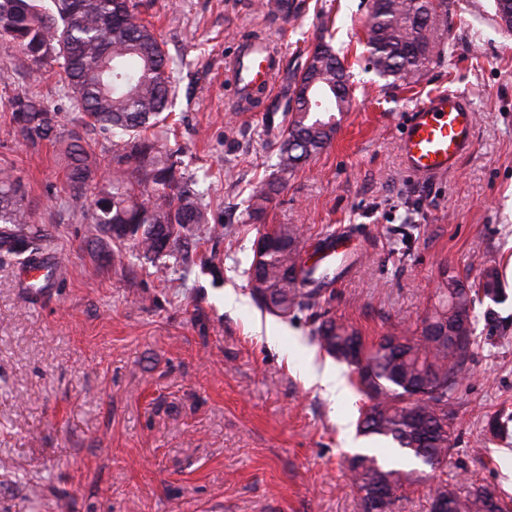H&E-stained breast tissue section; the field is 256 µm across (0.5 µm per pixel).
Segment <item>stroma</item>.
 I'll return each mask as SVG.
<instances>
[{"instance_id":"1","label":"stroma","mask_w":512,"mask_h":512,"mask_svg":"<svg viewBox=\"0 0 512 512\" xmlns=\"http://www.w3.org/2000/svg\"><path fill=\"white\" fill-rule=\"evenodd\" d=\"M369 3L306 0L298 19L272 23L259 0H140L174 68L167 143L216 218L187 263L178 251L150 262L129 242L92 251L96 225L67 206L62 143L26 145L8 112L32 88L66 120L68 103L53 73L32 80L25 56L0 44V168L23 180L64 269L34 293L18 262L0 260V512H360L347 467L367 399L340 362L341 397L306 385L308 357L329 360L310 311L281 319L253 301L252 196L279 182L261 222L301 227L306 253L343 232L352 263L322 307L368 344L420 322L442 271L473 281L512 261V31L495 0H448L445 54L415 79L368 68ZM256 36L284 69L325 39L350 74L333 140L285 176L265 135L283 123L268 109L287 91L282 76L247 112L227 91L237 47ZM448 89L476 112L475 145L421 181L402 167V127L420 99ZM452 408L445 479L512 497V432L485 431L488 415L512 412V340L478 336Z\"/></svg>"}]
</instances>
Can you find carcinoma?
<instances>
[{"instance_id":"obj_1","label":"carcinoma","mask_w":512,"mask_h":512,"mask_svg":"<svg viewBox=\"0 0 512 512\" xmlns=\"http://www.w3.org/2000/svg\"><path fill=\"white\" fill-rule=\"evenodd\" d=\"M133 0H0V42L18 48L33 74L56 71L68 99L72 122L109 131L122 140L110 159L111 176L92 180L99 164L96 145L79 130L69 132L64 148L68 206L88 214L101 231L117 241H131L146 257H157L186 241L195 226L211 222L196 182L184 176L177 154L159 142L163 113L172 109L173 71L154 27L137 19ZM265 16L297 17L301 0H263ZM448 17V0H372L365 24V46L372 68L381 76L413 77L444 55L433 32ZM282 106L284 126L268 134L279 140L276 166L291 173L320 154L336 133V113L350 106L349 74L333 47L320 40L305 53L303 65L286 74ZM17 134L28 144L57 137L60 113L31 89L9 101ZM275 186L251 199V219L260 220ZM288 236L289 251L274 248L254 254L249 279L282 312L311 310L319 320L314 337L330 356L354 366L350 344L363 347L365 365L355 366L357 386L369 405L361 412L359 434L384 439L407 450L432 470L448 466L455 448L451 399L462 381L476 343V306L495 304L504 292L498 272L486 267L476 283L444 275L436 288L432 313L421 324L448 325L459 339L452 345L406 328V349L388 348V336L365 344L360 333L324 318L322 287L328 278L321 266L300 259L303 231L280 224L266 231ZM25 202L22 181L0 170V256L26 265L42 247ZM290 264L294 275L280 271ZM487 334L505 338L512 325L491 309L484 313ZM351 480L360 494L362 512H388L405 488L422 474L382 464L373 455L350 459ZM443 499L447 512H512L496 489L487 485L445 482L432 500Z\"/></svg>"}]
</instances>
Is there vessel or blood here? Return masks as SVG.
Masks as SVG:
<instances>
[{"instance_id":"1","label":"vessel or blood","mask_w":512,"mask_h":512,"mask_svg":"<svg viewBox=\"0 0 512 512\" xmlns=\"http://www.w3.org/2000/svg\"><path fill=\"white\" fill-rule=\"evenodd\" d=\"M274 64L258 44L241 46L235 56L231 90L240 102L257 91H269ZM475 142L474 112L461 91H443L421 99L410 111L400 139L403 167L423 180L447 174L471 152Z\"/></svg>"}]
</instances>
